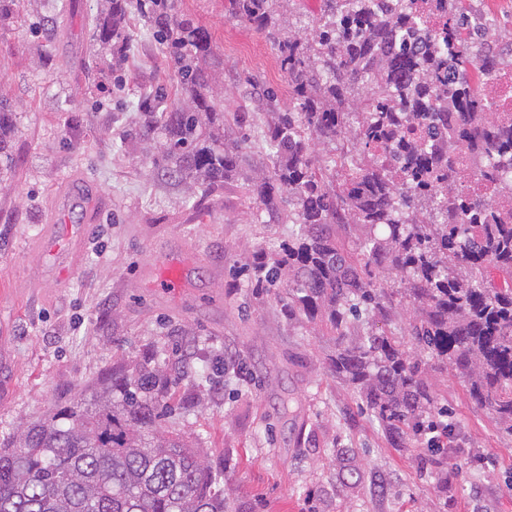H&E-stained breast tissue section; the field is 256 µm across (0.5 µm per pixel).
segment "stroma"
Masks as SVG:
<instances>
[{
    "instance_id": "1",
    "label": "stroma",
    "mask_w": 512,
    "mask_h": 512,
    "mask_svg": "<svg viewBox=\"0 0 512 512\" xmlns=\"http://www.w3.org/2000/svg\"><path fill=\"white\" fill-rule=\"evenodd\" d=\"M62 1L13 0L0 18V97L14 120L0 157V436L93 384L121 351L154 345L182 394L203 399L166 426L196 438L254 512H512V435L460 375L427 368L452 425L443 485L426 439L393 447L332 375L327 330L289 321L276 291L253 289L257 256L297 229L254 191L272 167V115L255 85L293 106L265 35L234 20L229 0H178L211 36L224 137L242 145L233 176L205 191L165 176L133 134L141 92L176 87L148 20L133 17L118 64L96 37L99 0ZM323 9L279 0L283 33L315 26ZM351 466L353 489L342 483Z\"/></svg>"
}]
</instances>
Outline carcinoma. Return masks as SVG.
<instances>
[{
    "label": "carcinoma",
    "instance_id": "cac0c4a2",
    "mask_svg": "<svg viewBox=\"0 0 512 512\" xmlns=\"http://www.w3.org/2000/svg\"><path fill=\"white\" fill-rule=\"evenodd\" d=\"M97 37L121 54L127 21L153 24L178 78L182 103L148 92L141 134L162 128L154 163L211 187L236 171L240 146L224 144V113L210 95V35L179 14L177 0H104ZM417 0H324L311 32L285 35L277 0H231L232 18L274 44L297 112L263 91L273 172L256 185L266 209L286 203L299 230L254 264L255 286L280 288L288 318L325 324L336 346L331 368L404 448L434 429L421 363L394 334L354 336L362 314L398 294L415 312L409 343L463 376L471 399L512 435V220L465 183L448 140L486 152L478 173L512 192V125L497 121L481 92L498 66L479 53L486 24L463 0H436L448 33L435 50ZM12 112L0 100V154ZM347 139L330 176L315 163L313 137ZM411 180L403 189L392 169ZM428 216L418 218L419 210ZM368 229L358 247L336 242L339 216ZM383 228L385 234L376 233ZM399 278L392 292L372 269ZM176 393L159 351L122 355L81 395L0 439V512H245L190 437L164 429Z\"/></svg>",
    "mask_w": 512,
    "mask_h": 512
}]
</instances>
